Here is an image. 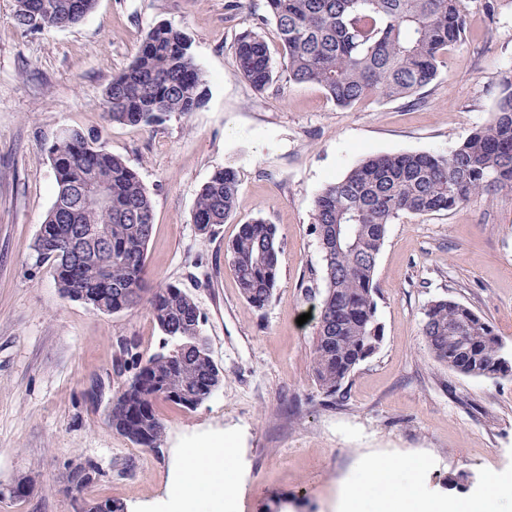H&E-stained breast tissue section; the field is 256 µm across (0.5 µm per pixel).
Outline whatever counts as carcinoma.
I'll return each mask as SVG.
<instances>
[{
	"label": "carcinoma",
	"instance_id": "cac0c4a2",
	"mask_svg": "<svg viewBox=\"0 0 512 512\" xmlns=\"http://www.w3.org/2000/svg\"><path fill=\"white\" fill-rule=\"evenodd\" d=\"M97 0H14L17 24L31 32L69 28ZM267 15L234 42L239 74L255 90L275 80L269 45L260 32L273 22L288 82L322 88L337 105L354 107L372 97L406 99L438 76L439 59L467 32L463 0H265ZM209 85L192 52L189 34L166 23L149 27L128 66L112 78L100 102L107 122L153 126L166 117L205 106ZM55 199L35 238L37 258L49 262L63 297L92 311L145 308L162 333L158 348L142 354L124 346L132 373L112 398L107 420L137 446H160L165 425L155 410L163 400L193 411L224 383L211 358L202 314L175 284L146 287L153 201L137 170L97 138L68 130L48 148ZM105 184L104 207L82 188ZM512 186V76L502 82L496 111L446 155H368L327 182L313 200L312 229L322 253V297L312 350L316 385L329 398L342 391L356 367L383 340L375 270L387 227L404 215L456 210ZM237 171L213 172L197 195L192 222L203 237L234 214ZM352 225L336 245V225ZM81 228L92 253L65 248L69 228ZM105 235V245L98 242ZM240 293L262 310L272 300L280 269L277 227L261 218L241 225L226 247ZM421 333L430 357L467 376L512 373V359L491 324L470 307L445 298L423 312ZM97 474L77 463L67 474L79 494Z\"/></svg>",
	"mask_w": 512,
	"mask_h": 512
}]
</instances>
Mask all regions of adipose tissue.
<instances>
[{
    "mask_svg": "<svg viewBox=\"0 0 512 512\" xmlns=\"http://www.w3.org/2000/svg\"><path fill=\"white\" fill-rule=\"evenodd\" d=\"M235 448L206 442L180 452L179 471L159 512H224V500L236 486ZM417 464L376 462L348 490L356 512H503L512 502V480L489 479L486 490L460 500L430 498L411 475Z\"/></svg>",
    "mask_w": 512,
    "mask_h": 512,
    "instance_id": "adipose-tissue-1",
    "label": "adipose tissue"
}]
</instances>
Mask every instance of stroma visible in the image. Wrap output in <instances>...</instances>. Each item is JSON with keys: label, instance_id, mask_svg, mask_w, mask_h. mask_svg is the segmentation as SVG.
<instances>
[{"label": "stroma", "instance_id": "obj_1", "mask_svg": "<svg viewBox=\"0 0 512 512\" xmlns=\"http://www.w3.org/2000/svg\"><path fill=\"white\" fill-rule=\"evenodd\" d=\"M226 0H98L78 24L34 33L0 0V512H74L66 475L98 469L85 499L126 512L163 502L180 449L225 438L237 450L232 512H345L346 488L374 462L421 460L414 480L464 498L489 477L512 474V377H471L435 363L421 335L423 310L445 297L489 318L512 352V187L451 213L403 216L377 259L384 326L380 349L329 400L311 373L316 312L325 291L312 202L367 154L444 155L492 116L512 71V0L487 13L464 0L465 40L441 59L416 100L371 98L336 106L318 86L278 79L263 92L238 73L232 45L265 0L230 13ZM186 29L209 79L197 112L154 127L106 123L100 101L153 24ZM76 129L104 140L138 168L154 205L150 287L179 284L204 316L224 383L197 409L160 401L158 449L131 444L107 423L129 374L120 350L157 348L146 310L91 311L60 293L33 242L54 201L45 148ZM239 174L235 214L202 240L191 220L214 170ZM278 228L281 261L271 303L253 308L228 267L225 246L244 222ZM304 324H297L300 315ZM27 496L10 494L26 476Z\"/></svg>", "mask_w": 512, "mask_h": 512}]
</instances>
